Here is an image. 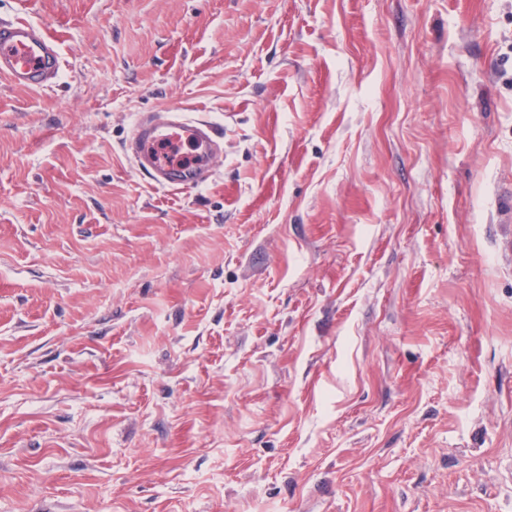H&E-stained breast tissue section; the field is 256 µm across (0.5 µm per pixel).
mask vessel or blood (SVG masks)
<instances>
[{
  "instance_id": "obj_1",
  "label": "vessel or blood",
  "mask_w": 512,
  "mask_h": 512,
  "mask_svg": "<svg viewBox=\"0 0 512 512\" xmlns=\"http://www.w3.org/2000/svg\"><path fill=\"white\" fill-rule=\"evenodd\" d=\"M59 69L58 45L43 28L22 18L0 22V79L14 86L38 89L55 79ZM182 135L204 147L200 162L182 165L165 156L161 143L176 141ZM219 137L214 123L184 117L178 109L171 108L140 117L129 151L139 172L162 187L179 190L211 179L220 159L216 148Z\"/></svg>"
}]
</instances>
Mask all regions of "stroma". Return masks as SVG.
Masks as SVG:
<instances>
[{
  "label": "stroma",
  "mask_w": 512,
  "mask_h": 512,
  "mask_svg": "<svg viewBox=\"0 0 512 512\" xmlns=\"http://www.w3.org/2000/svg\"><path fill=\"white\" fill-rule=\"evenodd\" d=\"M0 512H512V0H0ZM177 107L207 183L136 171ZM60 54L47 32L16 18L0 22V78L28 89L46 87L58 76ZM185 135L179 143L190 144L202 160L196 164L182 165L172 162L157 146L161 142H173ZM220 134L214 123L204 119L185 118L178 108L140 117L129 151L139 172L149 176L154 183L172 190L198 186L214 175L220 153L216 149ZM198 143H197V142Z\"/></svg>",
  "instance_id": "stroma-1"
}]
</instances>
